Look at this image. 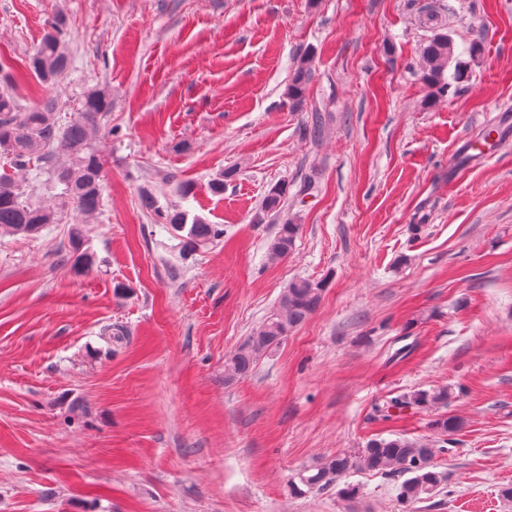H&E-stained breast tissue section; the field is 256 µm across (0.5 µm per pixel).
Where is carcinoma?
I'll list each match as a JSON object with an SVG mask.
<instances>
[{"label": "carcinoma", "instance_id": "cac0c4a2", "mask_svg": "<svg viewBox=\"0 0 512 512\" xmlns=\"http://www.w3.org/2000/svg\"><path fill=\"white\" fill-rule=\"evenodd\" d=\"M65 28L64 17H54L50 30L29 58L30 71L45 83L53 84L63 79L70 66L62 45ZM452 51L451 42L443 35L434 36L423 48L422 81L439 93L448 89L445 70ZM308 79L309 70L303 64L288 89L289 98L297 106L304 100ZM110 106L105 92L91 90L74 116L61 123L56 117L54 102L23 108L12 93L0 92V155L9 159L8 167L0 170V233L33 235L44 225L54 223L55 213L27 201L15 178V171L35 161L46 162L54 149L62 151L70 160L67 166L48 168L50 178L63 186L62 207L72 206L86 215L101 208L104 161L92 148L91 138ZM166 221L173 230L183 233L184 248L190 252L224 237V225L208 224L200 219L189 224L182 211L167 214ZM299 230L300 225L288 220L278 225L269 245L270 258L287 257ZM322 291L321 284L306 279L290 284L282 294L279 310L268 316L233 354L225 358L224 381L229 383L248 376L261 356L285 340L288 333L317 309ZM446 403V388L418 390L386 401L378 412L383 419L390 420L406 410ZM432 427L438 434L448 436L460 429L461 422L454 416H442L433 420ZM439 452H445V448H430L400 436L374 437L354 453L338 454L302 470L293 487L297 490L302 485L309 491L324 490L349 473L377 472L403 478L399 485L400 499L412 504L430 498L448 482V474L436 470L434 459Z\"/></svg>", "mask_w": 512, "mask_h": 512}]
</instances>
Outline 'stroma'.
<instances>
[{
  "label": "stroma",
  "instance_id": "stroma-1",
  "mask_svg": "<svg viewBox=\"0 0 512 512\" xmlns=\"http://www.w3.org/2000/svg\"><path fill=\"white\" fill-rule=\"evenodd\" d=\"M59 14L72 67L48 85L28 59ZM439 33L467 76L436 97ZM0 63L22 106L111 101L101 211L62 208L32 166L17 179L58 221L0 235V512H512V145L461 158L492 123L512 137V0H0ZM174 210L222 240L185 254ZM286 218L301 230L273 262ZM297 279L322 283L317 310L225 382ZM443 387L447 407L375 415ZM443 414L462 423L448 483L411 508L380 473L347 475L351 501L292 488L378 435L435 443ZM452 44L448 36L435 35L423 48L425 68L422 71V81L436 89L438 93H444L448 89L445 78V70L452 55Z\"/></svg>",
  "mask_w": 512,
  "mask_h": 512
}]
</instances>
